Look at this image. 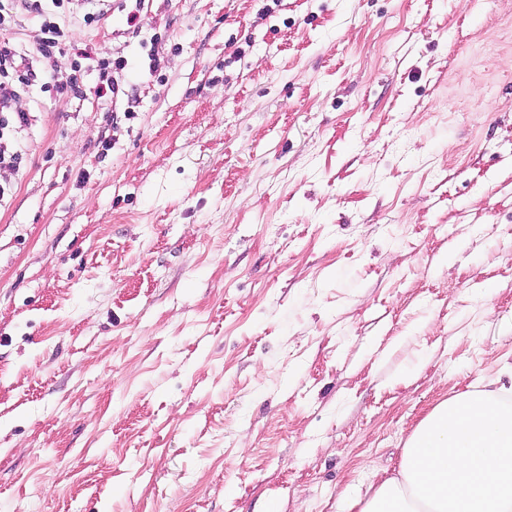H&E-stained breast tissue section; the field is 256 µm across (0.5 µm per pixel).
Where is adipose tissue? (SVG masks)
Segmentation results:
<instances>
[{
    "label": "adipose tissue",
    "instance_id": "adipose-tissue-1",
    "mask_svg": "<svg viewBox=\"0 0 512 512\" xmlns=\"http://www.w3.org/2000/svg\"><path fill=\"white\" fill-rule=\"evenodd\" d=\"M342 512H512V408L492 389L441 403L407 441L395 472Z\"/></svg>",
    "mask_w": 512,
    "mask_h": 512
}]
</instances>
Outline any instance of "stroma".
I'll list each match as a JSON object with an SVG mask.
<instances>
[{"label":"stroma","instance_id":"obj_1","mask_svg":"<svg viewBox=\"0 0 512 512\" xmlns=\"http://www.w3.org/2000/svg\"><path fill=\"white\" fill-rule=\"evenodd\" d=\"M138 26L71 25L125 96L4 132L0 512H339L512 384V0Z\"/></svg>","mask_w":512,"mask_h":512}]
</instances>
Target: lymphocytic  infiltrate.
Here are the masks:
<instances>
[{
  "label": "lymphocytic infiltrate",
  "instance_id": "obj_1",
  "mask_svg": "<svg viewBox=\"0 0 512 512\" xmlns=\"http://www.w3.org/2000/svg\"><path fill=\"white\" fill-rule=\"evenodd\" d=\"M25 11L41 17L40 34L29 55L20 53L11 40L0 39V130L28 125L29 113L16 107L26 88L37 86L59 95L84 97L79 74L58 76L48 63L56 52L72 47L71 19L93 25L102 18L101 12L80 7L78 0H0V25Z\"/></svg>",
  "mask_w": 512,
  "mask_h": 512
}]
</instances>
